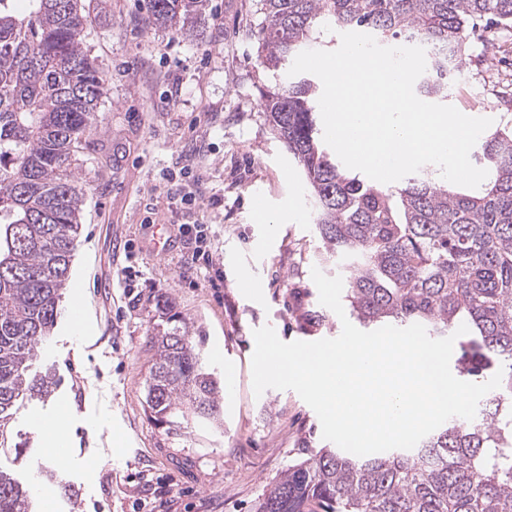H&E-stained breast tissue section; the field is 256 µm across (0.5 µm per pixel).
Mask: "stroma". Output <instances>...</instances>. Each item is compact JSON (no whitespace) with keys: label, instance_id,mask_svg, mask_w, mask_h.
<instances>
[{"label":"stroma","instance_id":"obj_1","mask_svg":"<svg viewBox=\"0 0 512 512\" xmlns=\"http://www.w3.org/2000/svg\"><path fill=\"white\" fill-rule=\"evenodd\" d=\"M142 0H111L91 14L86 45L105 80L98 128L77 156L84 190L80 234L48 355L30 371L57 381L46 397L21 396L0 431V470L29 490L30 512H256L270 483L307 451L328 447L320 421L291 390L255 395L253 332L271 325L285 342L340 335L320 304L312 269L325 259L296 163L274 137L259 89L260 0H209L194 32L146 26ZM448 86V103L494 126L512 122V29L472 36ZM206 196L185 210L165 181L185 165ZM157 224H208L223 261L213 289L187 264L191 244L152 251ZM172 302L223 389L224 423L157 424L146 404L151 336L169 329ZM58 421L37 430L32 414ZM40 456H33V449Z\"/></svg>","mask_w":512,"mask_h":512}]
</instances>
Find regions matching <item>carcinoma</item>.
I'll use <instances>...</instances> for the list:
<instances>
[{"label": "carcinoma", "mask_w": 512, "mask_h": 512, "mask_svg": "<svg viewBox=\"0 0 512 512\" xmlns=\"http://www.w3.org/2000/svg\"><path fill=\"white\" fill-rule=\"evenodd\" d=\"M108 0H0V423L25 393L70 277L84 193L75 155L97 129L104 80L86 47L90 12ZM208 0H148L147 24L192 32ZM259 65L275 74L323 46L325 27L416 41L429 65L416 94L448 97V78L477 22L512 26V0H261ZM321 88L299 74L261 91L275 138L300 167L315 225L345 273V301L365 328L419 323L445 337L460 324L455 369L469 379L504 370L489 408L453 417L411 450L356 456L320 448L288 466L257 512H512V125L484 136L488 171L468 192L419 171L397 187L349 173L332 158L317 119ZM146 403L170 430L193 418L222 425L220 381L202 367L204 337L179 327L151 337ZM0 471V512H28Z\"/></svg>", "instance_id": "1"}]
</instances>
